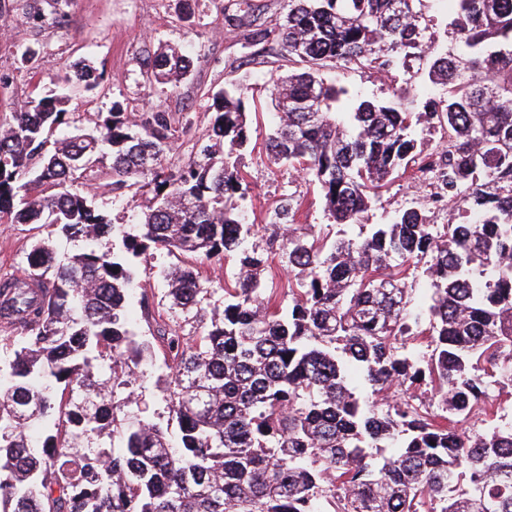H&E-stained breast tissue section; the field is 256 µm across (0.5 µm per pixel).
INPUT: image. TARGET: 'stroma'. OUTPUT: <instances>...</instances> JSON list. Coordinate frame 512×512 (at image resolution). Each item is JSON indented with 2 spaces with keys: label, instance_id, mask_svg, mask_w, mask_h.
<instances>
[{
  "label": "stroma",
  "instance_id": "obj_1",
  "mask_svg": "<svg viewBox=\"0 0 512 512\" xmlns=\"http://www.w3.org/2000/svg\"><path fill=\"white\" fill-rule=\"evenodd\" d=\"M250 6L258 9L257 23L265 33L263 42L252 48L247 45L251 29L241 22ZM284 15L283 0H194L188 14L183 13L179 0H67L60 14H48L39 27L19 12L0 17V122L25 101L31 91L33 72L46 78L56 77L63 75L70 63L84 60L103 69L105 81L93 91L75 89L79 109L71 115L69 124L57 129V136L87 129L89 118L109 111L116 102L139 114H186L190 122L179 126L166 155L167 165L175 168L196 157L207 141L215 117L210 108L212 93L222 90L229 81L244 80L253 94L250 105L255 109L250 117L251 145L244 159L250 186L245 218L254 226L253 245L268 258L269 284L277 289L279 301H287L292 274L281 252L282 227L271 221L280 200L289 195L298 201L295 222L301 231L332 240L339 235L354 236L359 229L331 223L319 188L305 175L273 164L267 156V138L274 122L270 83L289 70L278 36ZM160 46L182 47L193 57L190 73L177 85L159 84L148 78L144 52ZM26 49L34 54L29 64L21 60ZM427 71L426 60L415 58L410 62L409 73L397 74L392 81L380 79L373 70L357 67L329 68L324 76L369 97H385L402 88L423 102L440 92L430 82ZM90 190L97 208L112 223L138 225L140 197L128 191L112 192L100 181L92 184ZM412 202L437 224L447 223L454 215L451 207L434 208L426 184L404 175L383 190L363 221L388 222L395 211ZM45 234V229L33 224H0V277L20 275L32 242ZM186 262V256L161 252L141 265L128 306L139 339L152 340L159 318L177 329L188 345L202 332L201 323L170 308L166 298V272ZM198 266L211 290L202 302L205 313L223 311V286L236 271L234 260L203 259ZM162 375L161 360H154L146 366L143 377L132 380L128 387L143 416L155 420L168 416Z\"/></svg>",
  "mask_w": 512,
  "mask_h": 512
}]
</instances>
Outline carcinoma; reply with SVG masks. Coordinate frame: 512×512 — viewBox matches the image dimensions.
<instances>
[{
	"label": "carcinoma",
	"instance_id": "carcinoma-1",
	"mask_svg": "<svg viewBox=\"0 0 512 512\" xmlns=\"http://www.w3.org/2000/svg\"><path fill=\"white\" fill-rule=\"evenodd\" d=\"M422 2L286 0L281 49L299 71L270 91L273 163L317 184L336 224L360 223L410 169L457 210L433 224L405 206L331 244L289 230L286 307L243 223L248 86L212 95L209 144L173 169L166 112L138 118L115 102L94 131L51 140L72 96L46 94L37 77L0 129V224H49L83 246L66 256L39 239L24 275L0 279V323L23 331L0 365V512H512V0H448L450 47L425 38ZM16 10L45 19L31 0H0L1 17ZM415 57L445 87L422 105L322 77L405 72ZM146 63L160 84L193 66L173 48ZM70 68L86 90L105 80ZM424 129L448 149H419ZM81 180L151 193L136 231L111 223ZM295 213L287 196L273 223ZM157 250L237 260L221 316L193 344L156 323L174 445L159 424L122 415L118 393L156 358L126 307ZM419 267L428 288L414 306ZM208 293L197 269L175 273L173 305L198 315Z\"/></svg>",
	"mask_w": 512,
	"mask_h": 512
}]
</instances>
